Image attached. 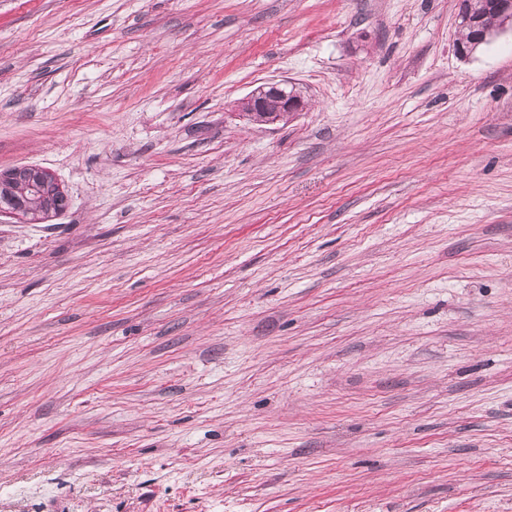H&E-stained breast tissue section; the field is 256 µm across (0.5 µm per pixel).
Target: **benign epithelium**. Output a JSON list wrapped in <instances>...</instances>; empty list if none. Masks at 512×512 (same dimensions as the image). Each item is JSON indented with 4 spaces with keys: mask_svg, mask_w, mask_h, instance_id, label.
Listing matches in <instances>:
<instances>
[{
    "mask_svg": "<svg viewBox=\"0 0 512 512\" xmlns=\"http://www.w3.org/2000/svg\"><path fill=\"white\" fill-rule=\"evenodd\" d=\"M487 4L489 13L494 15L497 22L494 28L485 24L480 14L474 15L464 8L458 12V18L470 30L469 40L457 42V52L463 57L473 53L506 26H512V0H487ZM306 105L303 90L289 81L279 80L255 88L238 100L236 109L251 118L260 113L264 115L263 124L269 125L287 121L296 113L304 111Z\"/></svg>",
    "mask_w": 512,
    "mask_h": 512,
    "instance_id": "1",
    "label": "benign epithelium"
}]
</instances>
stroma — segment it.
Segmentation results:
<instances>
[{"mask_svg":"<svg viewBox=\"0 0 512 512\" xmlns=\"http://www.w3.org/2000/svg\"><path fill=\"white\" fill-rule=\"evenodd\" d=\"M458 3L0 0V169L69 198L0 215V512H512V31ZM468 2L470 3L468 4ZM486 2L488 4L489 14H493L495 22H497L494 28L484 23V17L481 14L474 15L476 12L484 13V0L460 1V7L462 9L458 12V23L460 19H463L464 25L470 30L469 41L459 40L457 42V52L463 57L473 53L477 47L488 42L506 26L510 25L512 29V1L488 0ZM463 3L466 4L467 9L470 8L472 10L473 15L466 10ZM307 102L303 90L295 83L286 80L272 81L258 86L242 99L238 100L236 109L243 115L251 117L263 114L260 125L288 122L297 112H303Z\"/></svg>","mask_w":512,"mask_h":512,"instance_id":"1","label":"stroma"}]
</instances>
